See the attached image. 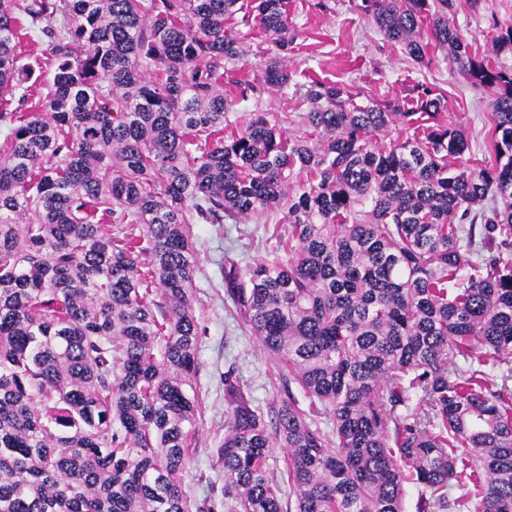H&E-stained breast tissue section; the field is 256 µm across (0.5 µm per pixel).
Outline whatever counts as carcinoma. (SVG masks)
<instances>
[{"label": "carcinoma", "instance_id": "carcinoma-1", "mask_svg": "<svg viewBox=\"0 0 512 512\" xmlns=\"http://www.w3.org/2000/svg\"><path fill=\"white\" fill-rule=\"evenodd\" d=\"M355 8L495 91L493 164L462 161L424 84L381 107L312 80L298 133L251 112L224 134L253 30L269 60L241 100L288 91V0H0V512H214L183 484L204 408L192 225L279 210L273 257L224 269L282 374L266 413L224 374V512H405L410 485L415 512H512V70L471 54L457 0ZM25 25L54 72L18 111ZM492 30L512 56V24Z\"/></svg>", "mask_w": 512, "mask_h": 512}]
</instances>
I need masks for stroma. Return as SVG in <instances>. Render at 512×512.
<instances>
[{"instance_id": "stroma-1", "label": "stroma", "mask_w": 512, "mask_h": 512, "mask_svg": "<svg viewBox=\"0 0 512 512\" xmlns=\"http://www.w3.org/2000/svg\"><path fill=\"white\" fill-rule=\"evenodd\" d=\"M315 2L289 0L297 33L289 61L295 83L304 84L314 77L350 85L357 88L359 102L381 105L396 104L418 83L437 87L446 97L445 120L462 125L469 137L468 163L480 166L493 161L490 90L471 86L439 49H430V65L417 64L356 12L353 0H327L324 10L316 8ZM493 16L512 20V0H484L479 14L461 0L454 22L473 52L491 54L488 20ZM193 234L200 256L194 307L203 328L197 383L206 395V410L196 427V450L186 469L185 489L190 500H215L214 512H224V466L219 459L224 443V375L232 373L263 409L276 397L282 382L274 360L234 318L233 306L224 295L219 258L226 254L252 264L269 259L270 254L263 242V226L250 221L241 229L229 220L220 228L197 224Z\"/></svg>"}]
</instances>
